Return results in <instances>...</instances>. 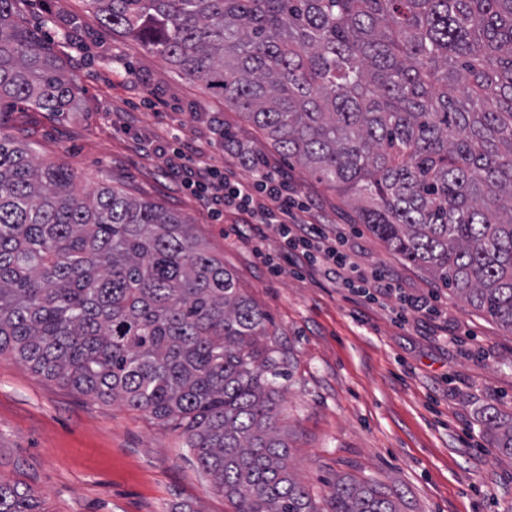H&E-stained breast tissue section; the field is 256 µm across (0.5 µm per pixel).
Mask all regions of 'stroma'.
<instances>
[{"label":"stroma","mask_w":512,"mask_h":512,"mask_svg":"<svg viewBox=\"0 0 512 512\" xmlns=\"http://www.w3.org/2000/svg\"><path fill=\"white\" fill-rule=\"evenodd\" d=\"M20 22L61 57L77 83L71 111L18 105L0 127L39 159L73 170L87 190L117 184L132 197L186 218L210 252L269 318L291 352L292 379L277 403L290 463L316 498L337 477L381 485L400 512H512V457L499 454L483 422L487 407L512 415V332L430 284L390 253L347 204L300 167L222 97L206 93L135 40L102 27L85 0H16ZM230 132L229 152L219 136ZM239 168L241 154L269 162L312 203L353 260L406 292L435 296L455 338L428 321L402 325L378 304L298 263L272 275L279 240L226 231L172 174L160 137ZM0 481L29 486L41 512H233L180 432L148 413L83 395L0 356Z\"/></svg>","instance_id":"obj_1"}]
</instances>
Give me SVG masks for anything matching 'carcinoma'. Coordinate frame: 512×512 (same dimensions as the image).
Listing matches in <instances>:
<instances>
[{"label":"carcinoma","instance_id":"1","mask_svg":"<svg viewBox=\"0 0 512 512\" xmlns=\"http://www.w3.org/2000/svg\"><path fill=\"white\" fill-rule=\"evenodd\" d=\"M0 0V101L67 112L76 83ZM335 191L389 251L512 332V0H87ZM266 312L182 216L0 130V356L180 431L234 512H400L295 477ZM496 449L512 421L490 407ZM0 512H40L0 481Z\"/></svg>","mask_w":512,"mask_h":512}]
</instances>
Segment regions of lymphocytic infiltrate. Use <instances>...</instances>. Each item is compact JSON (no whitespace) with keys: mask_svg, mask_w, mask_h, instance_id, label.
Segmentation results:
<instances>
[{"mask_svg":"<svg viewBox=\"0 0 512 512\" xmlns=\"http://www.w3.org/2000/svg\"><path fill=\"white\" fill-rule=\"evenodd\" d=\"M245 164L249 176L242 179L234 170H220L198 150L180 169L185 186L208 206L215 220H222L228 212L248 214L259 238L267 227H274L283 263L306 262L370 303L387 295L389 287L380 272L363 274L351 260L346 241L330 237L324 225L314 221L308 206L292 197L282 174L252 158Z\"/></svg>","mask_w":512,"mask_h":512,"instance_id":"1","label":"lymphocytic infiltrate"}]
</instances>
